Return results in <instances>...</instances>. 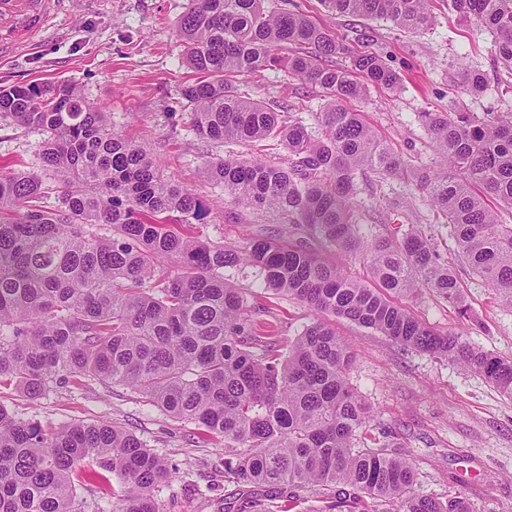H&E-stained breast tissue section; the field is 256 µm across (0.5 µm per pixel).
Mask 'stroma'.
Here are the masks:
<instances>
[{
    "label": "stroma",
    "instance_id": "35a3bbf8",
    "mask_svg": "<svg viewBox=\"0 0 512 512\" xmlns=\"http://www.w3.org/2000/svg\"><path fill=\"white\" fill-rule=\"evenodd\" d=\"M299 2L313 19L355 40L357 50L381 55L400 73L397 91L371 89L351 107L414 165L425 167L435 159L418 113L449 110L461 98L450 73L462 67L479 70L491 85L512 76L494 66V33L459 22L442 0H433V21L417 33L382 19L332 15L320 0ZM188 7L189 0H66L48 26L0 59V87L76 85L85 100L106 112L115 132L144 146L160 171L207 203L209 215L195 229L201 240L236 249L257 238L298 240L303 229L225 201L223 187L208 175L211 158L223 153L247 158L255 149L235 142L214 145L192 127L182 89L192 82L193 72L176 33ZM237 88L275 106L289 103L309 128L316 127L324 106L309 84L281 70L242 76ZM464 101L469 111L479 114L512 110V97L498 96L493 88ZM1 164L41 170L42 135L0 121ZM355 181L364 228L370 233H384L392 210L405 200L413 201L418 215L427 213L423 198L407 180L360 174ZM454 268L469 307L467 316L429 293L411 302V310L438 330L461 334L485 351L512 357V311L502 309L469 266L455 262ZM224 276L247 293L249 304L270 308L280 350H287L312 322L304 304L267 290L258 269L228 268ZM331 324L356 354L349 383L372 414L363 433L365 445L397 447L419 474L416 493L443 499L462 493L473 512H512V399L447 357L403 348L341 317ZM0 403L16 418L50 430L105 420L134 433L174 470L153 492L158 512H225L242 498L257 501L259 512H330V499L318 489L291 496L277 487L225 481L222 442L193 423L146 405L120 386L69 382L35 401L0 387Z\"/></svg>",
    "mask_w": 512,
    "mask_h": 512
}]
</instances>
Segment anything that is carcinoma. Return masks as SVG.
<instances>
[{
	"label": "carcinoma",
	"mask_w": 512,
	"mask_h": 512,
	"mask_svg": "<svg viewBox=\"0 0 512 512\" xmlns=\"http://www.w3.org/2000/svg\"><path fill=\"white\" fill-rule=\"evenodd\" d=\"M328 12L393 22L410 32L432 23L431 0H320ZM448 12L493 30V52L512 73V0H443ZM194 83L183 90L198 135L281 143L288 163L212 158L208 172L232 204L301 224L326 250L368 259L375 286L307 248L272 238L243 251L193 233L206 204L161 173L148 151L111 129L106 114L69 84L0 89V119L45 136L44 164L63 184L26 170L0 172V386L39 398L69 378L124 386L176 419L224 442V480L333 491L373 512H472L464 497L413 491L416 470L389 445L361 447L370 409L349 384L353 351L326 321L343 317L393 342L452 358L512 398V358L476 348L420 321L399 296L428 291L468 312L454 268L417 215L396 212L387 237L359 231L356 171L410 175L429 217L448 225L457 253L512 310V224L481 187L512 207V110L478 116L463 100L420 112L436 165L417 171L347 107L369 88L394 90L399 74L373 52L357 53L295 3L190 0L180 19ZM349 56V65L327 60ZM286 69L323 93L319 136L286 105L237 92L239 76ZM461 94L488 89L486 75H458ZM408 224H403V221ZM108 224L112 236L96 226ZM260 269L265 288L306 304L317 319L278 353L224 268ZM90 460L96 468L76 474ZM114 475L128 493L89 503L76 484ZM171 477L165 459L107 421L47 431L0 405V512H157L154 489Z\"/></svg>",
	"instance_id": "obj_1"
}]
</instances>
